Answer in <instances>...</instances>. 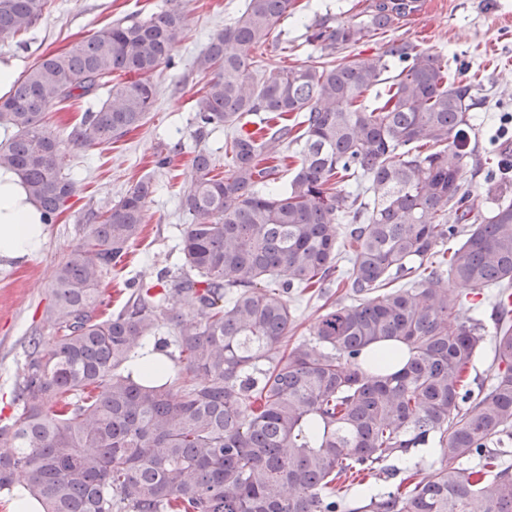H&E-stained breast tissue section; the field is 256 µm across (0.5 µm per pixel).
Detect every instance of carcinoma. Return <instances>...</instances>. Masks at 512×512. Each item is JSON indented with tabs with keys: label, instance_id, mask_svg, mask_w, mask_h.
Returning <instances> with one entry per match:
<instances>
[{
	"label": "carcinoma",
	"instance_id": "cac0c4a2",
	"mask_svg": "<svg viewBox=\"0 0 512 512\" xmlns=\"http://www.w3.org/2000/svg\"><path fill=\"white\" fill-rule=\"evenodd\" d=\"M44 5L0 0V37L26 31ZM291 7L246 0L195 60L213 74L196 120L227 130L228 170L195 152L181 272L131 284L99 318L104 276L142 233L150 177L58 264L55 342L30 338L16 412L0 426L11 445L0 494L13 497L23 474L43 512H512V305L501 301L512 297V163L488 167L491 206L480 208L464 178L472 87L451 78L448 57L395 35L419 0H371L356 21L314 23L317 60L261 77L252 53ZM184 26L177 6L118 21L43 56L0 98L11 131L0 167L47 223L73 192L47 112L97 101L70 136L83 147L140 128ZM377 34L389 35L383 51L342 55ZM293 145L300 163L277 187L263 161ZM445 277L496 289L486 389L468 382L482 324L457 319ZM312 288L327 297L315 341L291 346L288 299ZM171 299L179 311L162 338ZM149 343L154 369L136 373ZM383 343L407 354L402 369L369 355ZM430 445L439 455L424 475L382 468ZM382 473L399 477L395 489L347 497L346 482Z\"/></svg>",
	"mask_w": 512,
	"mask_h": 512
}]
</instances>
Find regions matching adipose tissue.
<instances>
[{
  "mask_svg": "<svg viewBox=\"0 0 512 512\" xmlns=\"http://www.w3.org/2000/svg\"><path fill=\"white\" fill-rule=\"evenodd\" d=\"M45 239L40 203L20 176L0 168V258L21 260L37 253Z\"/></svg>",
  "mask_w": 512,
  "mask_h": 512,
  "instance_id": "1",
  "label": "adipose tissue"
}]
</instances>
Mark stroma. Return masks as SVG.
Wrapping results in <instances>:
<instances>
[{
  "label": "stroma",
  "instance_id": "stroma-1",
  "mask_svg": "<svg viewBox=\"0 0 512 512\" xmlns=\"http://www.w3.org/2000/svg\"><path fill=\"white\" fill-rule=\"evenodd\" d=\"M246 0H48L41 16L18 36L0 38V63L22 74L51 52L71 50L100 28L117 20H138L180 4L185 27L171 64L155 75L158 96L146 124L117 142L91 148L69 144L72 128L88 109V101L52 108L47 127L65 141L64 171L73 180L71 209L46 225L45 241L27 259L0 260V416L13 414V396L22 376L24 351L32 333L44 346L54 341L53 327L44 314L51 302L50 285L56 266L86 232V212H103L141 177L152 175L157 191L147 202L143 231L124 264L104 283L112 310L129 297L128 283L155 281L162 268L172 267L188 216L180 208L182 191L191 179L195 150L224 160L223 128L199 129L195 100L208 74L195 67L209 39L243 10ZM356 0H295L277 25L273 42L262 47L260 72L269 75L291 65L310 63L318 49L306 40L308 25L325 16L352 18ZM400 35L419 49L447 56L456 80L472 84L475 130L470 148L473 160L465 176L477 193H484L485 160L512 159V131L497 121L512 113V0H421ZM170 156L169 167L157 168L158 157Z\"/></svg>",
  "mask_w": 512,
  "mask_h": 512
}]
</instances>
